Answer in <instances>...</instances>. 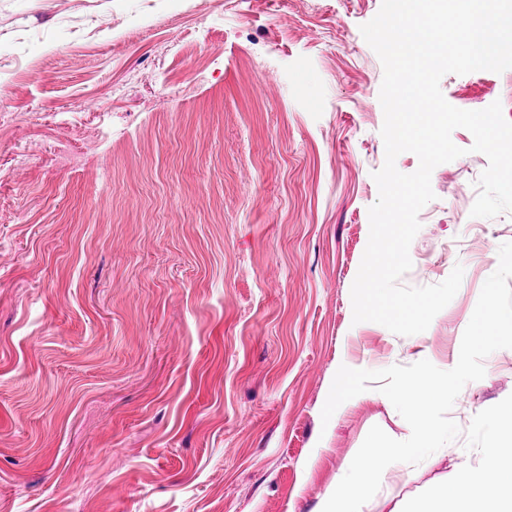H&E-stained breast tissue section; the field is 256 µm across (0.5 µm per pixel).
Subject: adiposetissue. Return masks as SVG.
<instances>
[{"instance_id":"ef3b65f1","label":"adipose tissue","mask_w":512,"mask_h":512,"mask_svg":"<svg viewBox=\"0 0 512 512\" xmlns=\"http://www.w3.org/2000/svg\"><path fill=\"white\" fill-rule=\"evenodd\" d=\"M487 499L498 500L502 505L501 512H512V479L489 487L478 475H458L449 490L438 499L434 512H480V504Z\"/></svg>"}]
</instances>
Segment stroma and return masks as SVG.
Returning <instances> with one entry per match:
<instances>
[{"instance_id":"1","label":"stroma","mask_w":512,"mask_h":512,"mask_svg":"<svg viewBox=\"0 0 512 512\" xmlns=\"http://www.w3.org/2000/svg\"><path fill=\"white\" fill-rule=\"evenodd\" d=\"M381 0H0V512H319L373 426L376 389L325 422L340 366L458 362L512 212L470 230L488 165L437 166L414 264L464 276L424 336L354 323L385 159ZM463 110L512 69L448 74ZM460 436L395 463L364 512L485 470L512 417V349L483 361Z\"/></svg>"}]
</instances>
